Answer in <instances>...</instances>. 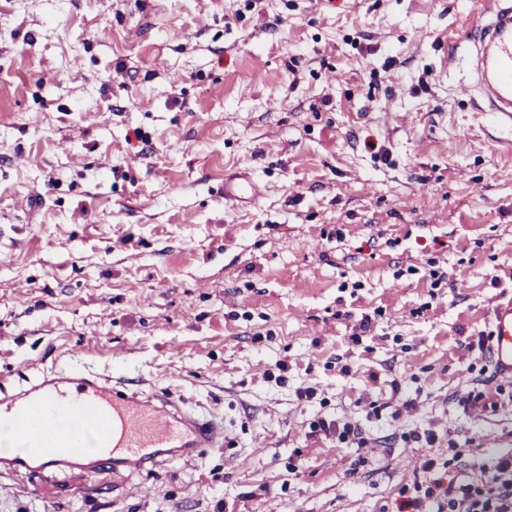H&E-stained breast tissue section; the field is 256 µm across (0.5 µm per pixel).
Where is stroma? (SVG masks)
<instances>
[{
    "instance_id": "35a3bbf8",
    "label": "stroma",
    "mask_w": 512,
    "mask_h": 512,
    "mask_svg": "<svg viewBox=\"0 0 512 512\" xmlns=\"http://www.w3.org/2000/svg\"><path fill=\"white\" fill-rule=\"evenodd\" d=\"M481 9L0 0V385L122 377L232 437L116 482L0 469V512H393L425 459L512 450L507 396L457 403L512 299V128L441 69ZM239 170L262 197L225 201Z\"/></svg>"
}]
</instances>
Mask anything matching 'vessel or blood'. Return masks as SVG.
Instances as JSON below:
<instances>
[{
	"label": "vessel or blood",
	"mask_w": 512,
	"mask_h": 512,
	"mask_svg": "<svg viewBox=\"0 0 512 512\" xmlns=\"http://www.w3.org/2000/svg\"><path fill=\"white\" fill-rule=\"evenodd\" d=\"M470 76L456 97L480 102L496 123L512 126V0H488L467 32ZM261 194L244 172L226 178L224 199ZM491 358L501 378L512 380V301L492 312ZM15 449L5 467L31 478L46 472L155 471L171 460L192 461L202 448H221L223 423L200 416L165 394L133 390L93 373L60 372L28 389L0 386V437Z\"/></svg>",
	"instance_id": "vessel-or-blood-1"
}]
</instances>
